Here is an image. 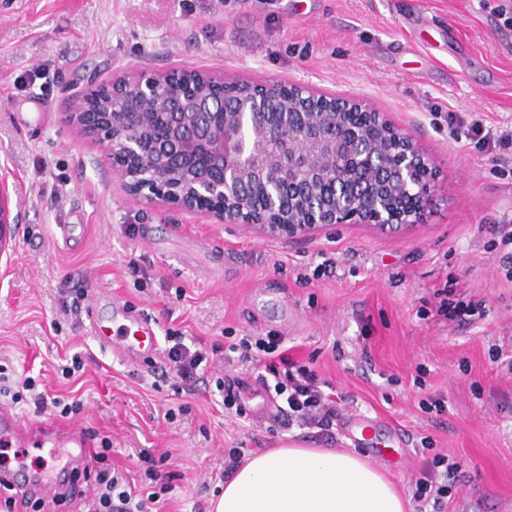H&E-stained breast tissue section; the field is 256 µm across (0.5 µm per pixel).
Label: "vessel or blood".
<instances>
[{"label":"vessel or blood","instance_id":"1","mask_svg":"<svg viewBox=\"0 0 512 512\" xmlns=\"http://www.w3.org/2000/svg\"><path fill=\"white\" fill-rule=\"evenodd\" d=\"M111 317L119 322L117 330L111 334L107 333L103 318L91 319L92 333L104 348L120 360L133 364L156 354L158 341L150 320L118 303L113 304ZM0 437L20 444H49L68 451L65 461L59 463L54 473L25 466L0 470V487H8L25 499H48L70 488L72 472L88 464L94 445L92 437L82 428L25 424L4 409L0 410Z\"/></svg>","mask_w":512,"mask_h":512}]
</instances>
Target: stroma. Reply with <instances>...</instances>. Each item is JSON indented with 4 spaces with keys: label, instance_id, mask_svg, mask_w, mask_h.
<instances>
[{
    "label": "stroma",
    "instance_id": "stroma-1",
    "mask_svg": "<svg viewBox=\"0 0 512 512\" xmlns=\"http://www.w3.org/2000/svg\"><path fill=\"white\" fill-rule=\"evenodd\" d=\"M148 69L279 79L359 96L408 130L437 168L421 230L336 224L307 238L129 195L107 149L65 122L90 84ZM512 0H0V175L15 236L0 254V367L79 399L66 422L112 443L139 477L146 449L173 474L157 512H213L224 452L299 441L373 459L403 496L428 450L463 461L447 512H512ZM484 312L437 315L438 292ZM108 295L205 344L283 337L336 395L330 439L217 389L175 395L163 358L122 363L89 331L77 293ZM85 371L64 377L74 353ZM440 399L443 412L422 401ZM173 418H166V411ZM364 424L348 421L350 413Z\"/></svg>",
    "mask_w": 512,
    "mask_h": 512
}]
</instances>
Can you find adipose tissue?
<instances>
[{"mask_svg": "<svg viewBox=\"0 0 512 512\" xmlns=\"http://www.w3.org/2000/svg\"><path fill=\"white\" fill-rule=\"evenodd\" d=\"M215 512H406L394 484L359 455L297 444L247 457Z\"/></svg>", "mask_w": 512, "mask_h": 512, "instance_id": "ef3b65f1", "label": "adipose tissue"}]
</instances>
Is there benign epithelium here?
Masks as SVG:
<instances>
[{"mask_svg":"<svg viewBox=\"0 0 512 512\" xmlns=\"http://www.w3.org/2000/svg\"><path fill=\"white\" fill-rule=\"evenodd\" d=\"M168 76L180 80L172 93L143 70L112 81L107 110L92 116L80 101L64 116L112 143V168L134 196L291 238L331 224L413 230L435 204L431 156L363 99L202 70ZM151 105L164 109L169 126L160 139L139 136ZM284 191L294 196L287 209ZM14 233L0 177V250Z\"/></svg>","mask_w":512,"mask_h":512,"instance_id":"7a95c632","label":"benign epithelium"}]
</instances>
